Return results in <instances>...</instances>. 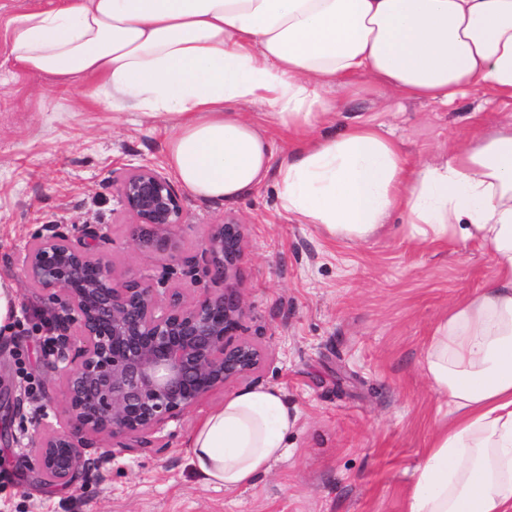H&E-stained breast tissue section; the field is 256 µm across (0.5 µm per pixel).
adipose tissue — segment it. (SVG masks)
<instances>
[{
    "label": "adipose tissue",
    "instance_id": "1",
    "mask_svg": "<svg viewBox=\"0 0 512 512\" xmlns=\"http://www.w3.org/2000/svg\"><path fill=\"white\" fill-rule=\"evenodd\" d=\"M11 25L20 70L164 122L166 164L199 199L233 202L273 175L282 209L331 239L368 240L397 212L419 242L490 249L494 278L431 336L423 370L448 420L406 512H512V124L412 165L378 126L321 132L326 90L360 74L441 104L474 83L512 99V0H57ZM271 125L299 148L278 156ZM297 420L280 389H244L203 417L188 463L204 485L252 487Z\"/></svg>",
    "mask_w": 512,
    "mask_h": 512
}]
</instances>
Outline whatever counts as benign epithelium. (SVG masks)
Masks as SVG:
<instances>
[{"label":"benign epithelium","mask_w":512,"mask_h":512,"mask_svg":"<svg viewBox=\"0 0 512 512\" xmlns=\"http://www.w3.org/2000/svg\"><path fill=\"white\" fill-rule=\"evenodd\" d=\"M116 197L130 215L132 239L148 259L181 250V195L158 168L130 162ZM18 260L22 283L52 299L56 333L50 369L62 391L58 428L38 424V483L71 485L110 457L134 452L145 438L180 420L228 383H256L263 352L238 338L247 315L239 277L243 225L224 218L199 244L205 279L159 289L142 274L116 270L101 252L106 225H46ZM92 448L102 449L93 457Z\"/></svg>","instance_id":"1"}]
</instances>
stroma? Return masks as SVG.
Returning a JSON list of instances; mask_svg holds the SVG:
<instances>
[{
	"instance_id": "35a3bbf8",
	"label": "stroma",
	"mask_w": 512,
	"mask_h": 512,
	"mask_svg": "<svg viewBox=\"0 0 512 512\" xmlns=\"http://www.w3.org/2000/svg\"><path fill=\"white\" fill-rule=\"evenodd\" d=\"M50 0H0V279L18 284V315L0 333V512H405L407 491L437 427V399L422 370L439 317L496 273L474 242L418 243L393 214L369 240H330L279 206L275 180L233 203L182 193L177 258L149 260L135 248L114 180L128 161L165 168L168 130L135 112L117 115L57 92L13 65L9 22ZM328 135L369 122L412 163H434L475 135L512 121V99L481 85L441 105L405 98L368 78L330 91ZM244 226L240 268L248 313L239 335L266 359L260 382L298 411L289 454L255 486H203L187 460L201 419L244 389L228 384L183 420L152 434L150 447L118 454L71 486L33 484L24 443L38 420L53 422L62 395L40 343L51 317L37 290L21 286L17 257L45 225L104 224L102 248L117 269L153 282L189 284L209 225Z\"/></svg>"
}]
</instances>
